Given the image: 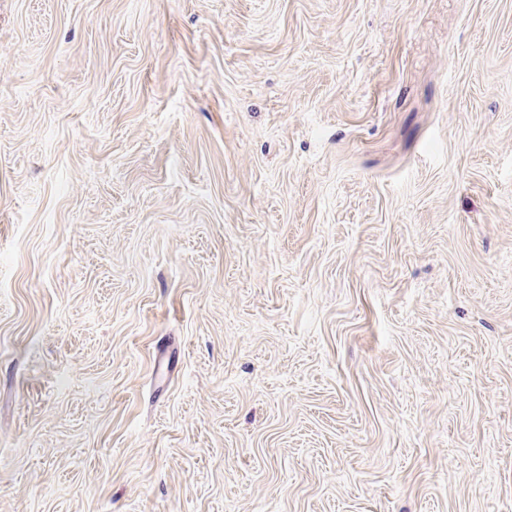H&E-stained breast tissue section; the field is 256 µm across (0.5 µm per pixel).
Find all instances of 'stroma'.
I'll return each instance as SVG.
<instances>
[{
	"label": "stroma",
	"mask_w": 512,
	"mask_h": 512,
	"mask_svg": "<svg viewBox=\"0 0 512 512\" xmlns=\"http://www.w3.org/2000/svg\"><path fill=\"white\" fill-rule=\"evenodd\" d=\"M0 512H512V0H0Z\"/></svg>",
	"instance_id": "35a3bbf8"
}]
</instances>
